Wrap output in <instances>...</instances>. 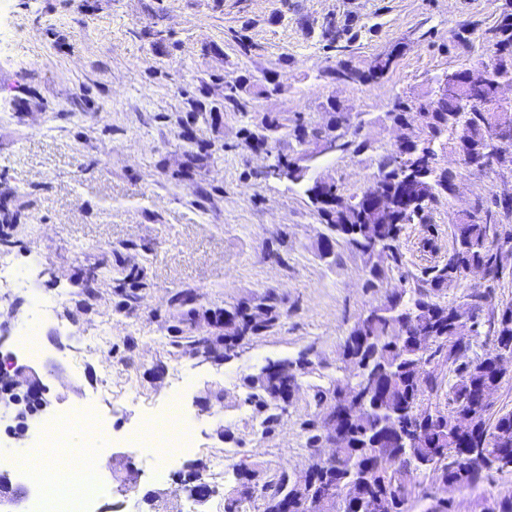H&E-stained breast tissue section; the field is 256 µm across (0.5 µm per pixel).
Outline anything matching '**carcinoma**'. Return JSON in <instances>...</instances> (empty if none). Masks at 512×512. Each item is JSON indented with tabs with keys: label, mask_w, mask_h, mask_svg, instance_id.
Instances as JSON below:
<instances>
[{
	"label": "carcinoma",
	"mask_w": 512,
	"mask_h": 512,
	"mask_svg": "<svg viewBox=\"0 0 512 512\" xmlns=\"http://www.w3.org/2000/svg\"><path fill=\"white\" fill-rule=\"evenodd\" d=\"M484 41L492 53V70L512 65V13L503 14ZM393 63L389 54L379 57L367 73L349 60L341 59L337 66L359 82H376ZM424 104V99L408 104L399 98L387 113L391 122L407 127L403 142L378 159V169L394 176L382 185L393 205L388 215L365 202L344 207L338 188L313 184L307 167L299 165L297 158H277L291 182L305 184L306 196L326 224L328 234L321 243V254H333L338 243L356 251L369 264L371 288L382 287L389 262L398 261L403 226L423 217L430 204L454 196L455 174L438 165V150L448 147L456 153L463 145L478 154L496 130L497 113L469 111L451 97L438 104L416 132L410 129L408 111ZM285 127L298 142L323 133L300 117L288 127L275 116L267 118V138L274 139ZM494 206L481 212L477 222L452 224L448 260L433 267L431 276L415 288L385 289L384 298L349 331L338 356L352 361L355 376L369 384L362 394L366 413L362 420L341 419L346 442L321 464L316 462L321 447L316 421L302 422L309 466L316 468L318 487L334 484L341 489L362 475L364 486L386 504L383 512H407L413 495L427 499L439 483L475 488L493 472L512 471V409L494 414L493 404L486 402V395L498 394L504 381L498 361L512 354V302L495 305L486 291L467 294L463 304L469 307L471 323L466 326L457 320L456 304L440 300L444 291L461 281L466 264L480 267L490 280L503 273L498 252L512 241V231L501 230V219L512 216V200H499ZM224 318L227 360L243 340L262 336L279 325L278 297L267 292L253 302L224 310ZM483 326L487 327L484 333L480 331ZM481 334L485 340L478 351L475 337ZM423 336L431 338V345L421 343ZM280 364L300 379L318 366L308 351ZM247 382L250 403L262 418L263 432L268 433L285 411L287 398L269 379L255 375L247 377ZM442 390L444 405L440 402ZM462 412L470 418L464 432L456 424ZM245 501L255 504V512H281L285 502L288 512H300L301 507L284 467L264 472L258 488L240 484L225 499L224 512H241Z\"/></svg>",
	"instance_id": "carcinoma-1"
}]
</instances>
